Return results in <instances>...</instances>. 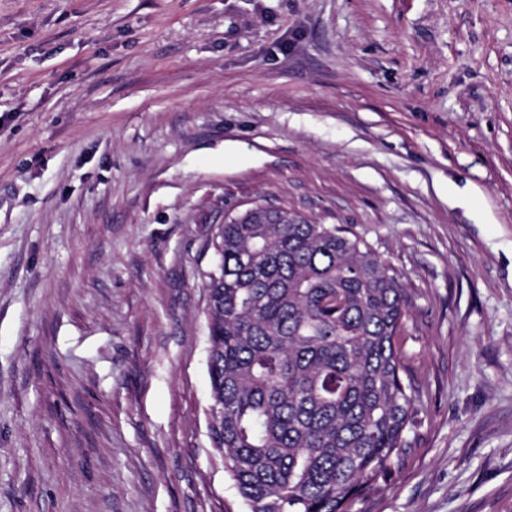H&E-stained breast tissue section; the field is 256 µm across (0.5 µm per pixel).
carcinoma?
I'll list each match as a JSON object with an SVG mask.
<instances>
[{
	"instance_id": "carcinoma-1",
	"label": "carcinoma",
	"mask_w": 512,
	"mask_h": 512,
	"mask_svg": "<svg viewBox=\"0 0 512 512\" xmlns=\"http://www.w3.org/2000/svg\"><path fill=\"white\" fill-rule=\"evenodd\" d=\"M209 248L214 455L245 512H350L411 448L401 277L363 237L280 206L228 212Z\"/></svg>"
}]
</instances>
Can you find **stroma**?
Segmentation results:
<instances>
[{
  "label": "stroma",
  "instance_id": "1",
  "mask_svg": "<svg viewBox=\"0 0 512 512\" xmlns=\"http://www.w3.org/2000/svg\"><path fill=\"white\" fill-rule=\"evenodd\" d=\"M399 273L412 447L351 512H512V0H0V512H224L206 242Z\"/></svg>",
  "mask_w": 512,
  "mask_h": 512
}]
</instances>
